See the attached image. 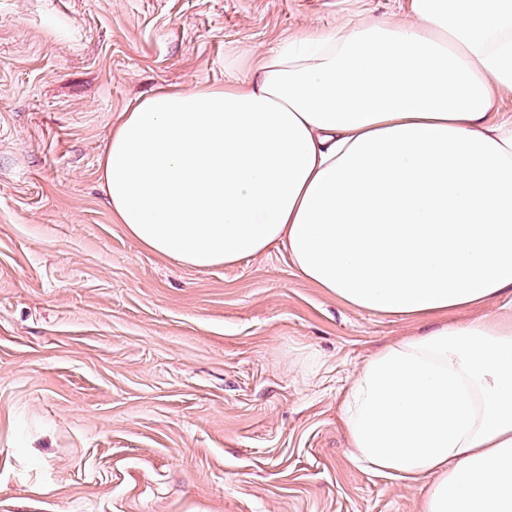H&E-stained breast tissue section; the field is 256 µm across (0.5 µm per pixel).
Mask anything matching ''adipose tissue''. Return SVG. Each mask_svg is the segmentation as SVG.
I'll return each mask as SVG.
<instances>
[{
  "mask_svg": "<svg viewBox=\"0 0 512 512\" xmlns=\"http://www.w3.org/2000/svg\"><path fill=\"white\" fill-rule=\"evenodd\" d=\"M512 0H408L221 87L162 88L100 160L112 218L197 269L282 245L353 309L425 321L362 367L352 459L422 512H512ZM494 304L448 322L447 313Z\"/></svg>",
  "mask_w": 512,
  "mask_h": 512,
  "instance_id": "adipose-tissue-1",
  "label": "adipose tissue"
}]
</instances>
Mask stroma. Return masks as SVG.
<instances>
[{"label":"stroma","instance_id":"1","mask_svg":"<svg viewBox=\"0 0 512 512\" xmlns=\"http://www.w3.org/2000/svg\"><path fill=\"white\" fill-rule=\"evenodd\" d=\"M406 0H0V512H420L350 457L346 392L414 319L365 313L274 247L207 270L114 223L122 112L243 80L304 33Z\"/></svg>","mask_w":512,"mask_h":512}]
</instances>
